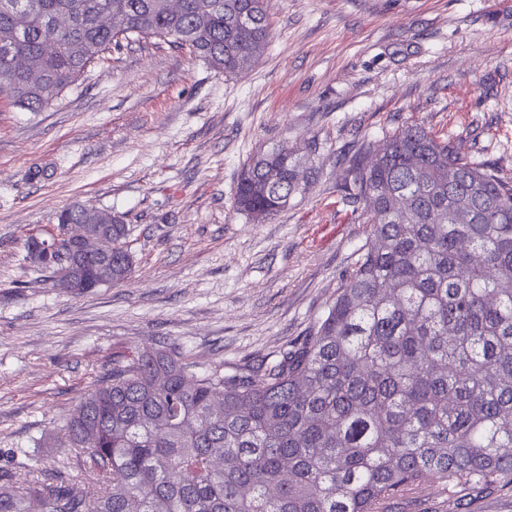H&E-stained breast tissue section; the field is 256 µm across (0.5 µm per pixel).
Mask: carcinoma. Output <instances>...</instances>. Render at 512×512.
Here are the masks:
<instances>
[{"instance_id": "obj_1", "label": "carcinoma", "mask_w": 512, "mask_h": 512, "mask_svg": "<svg viewBox=\"0 0 512 512\" xmlns=\"http://www.w3.org/2000/svg\"><path fill=\"white\" fill-rule=\"evenodd\" d=\"M60 14L69 28H55ZM269 36L266 0H182L177 13L165 0H0V94L41 112L134 38L238 76ZM345 165L368 233L303 340L228 372L176 346L112 359L67 442L35 441L78 452L24 489L0 469V512H387L424 482L512 478V181L417 124ZM300 166L285 145L257 153L236 209L255 222L287 208ZM56 221L91 225L112 284L132 276L123 215L73 205Z\"/></svg>"}]
</instances>
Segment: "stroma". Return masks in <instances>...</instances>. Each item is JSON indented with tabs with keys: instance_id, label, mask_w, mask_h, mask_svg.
<instances>
[{
	"instance_id": "35a3bbf8",
	"label": "stroma",
	"mask_w": 512,
	"mask_h": 512,
	"mask_svg": "<svg viewBox=\"0 0 512 512\" xmlns=\"http://www.w3.org/2000/svg\"><path fill=\"white\" fill-rule=\"evenodd\" d=\"M271 37L243 76L159 39L123 43L52 106L0 95V467L35 448L114 355L176 345L202 367L260 363L302 339L365 241L340 159L416 122L512 179V0H268ZM296 150L302 192L256 224L242 166ZM81 203L125 214L136 265L116 286L52 287L28 235ZM389 512H512V484L416 487Z\"/></svg>"
}]
</instances>
